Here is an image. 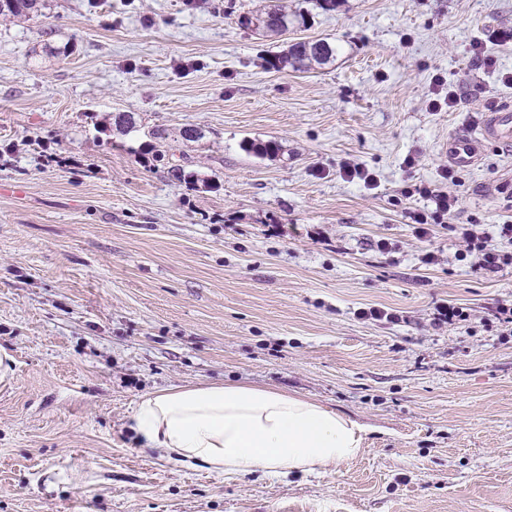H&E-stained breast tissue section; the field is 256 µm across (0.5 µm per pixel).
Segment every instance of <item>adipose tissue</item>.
Here are the masks:
<instances>
[{
    "instance_id": "ef3b65f1",
    "label": "adipose tissue",
    "mask_w": 512,
    "mask_h": 512,
    "mask_svg": "<svg viewBox=\"0 0 512 512\" xmlns=\"http://www.w3.org/2000/svg\"><path fill=\"white\" fill-rule=\"evenodd\" d=\"M132 429L144 449L220 475L275 477L340 465L362 451L357 421L296 393L248 385L173 387L142 397Z\"/></svg>"
}]
</instances>
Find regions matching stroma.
<instances>
[{
  "label": "stroma",
  "mask_w": 512,
  "mask_h": 512,
  "mask_svg": "<svg viewBox=\"0 0 512 512\" xmlns=\"http://www.w3.org/2000/svg\"><path fill=\"white\" fill-rule=\"evenodd\" d=\"M263 5L40 0L0 19V512H512V335L492 322L512 266L474 270L449 226L420 239L402 214L441 142L512 104V0H344L279 38L237 23ZM318 39L337 47L324 68L266 67ZM438 74L453 110L427 109ZM187 125L204 138L177 139ZM459 176L452 224L512 221V145ZM449 301L467 320L435 324ZM373 306L400 322L357 318ZM224 383L319 401L365 426L364 451L224 477L136 442L141 397Z\"/></svg>",
  "instance_id": "1"
}]
</instances>
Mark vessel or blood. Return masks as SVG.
<instances>
[{"instance_id": "obj_1", "label": "vessel or blood", "mask_w": 512, "mask_h": 512, "mask_svg": "<svg viewBox=\"0 0 512 512\" xmlns=\"http://www.w3.org/2000/svg\"><path fill=\"white\" fill-rule=\"evenodd\" d=\"M488 142L508 144L512 142V106L508 105L488 113L482 125L475 130L464 129L443 143L449 163L470 168L479 160L480 148Z\"/></svg>"}]
</instances>
